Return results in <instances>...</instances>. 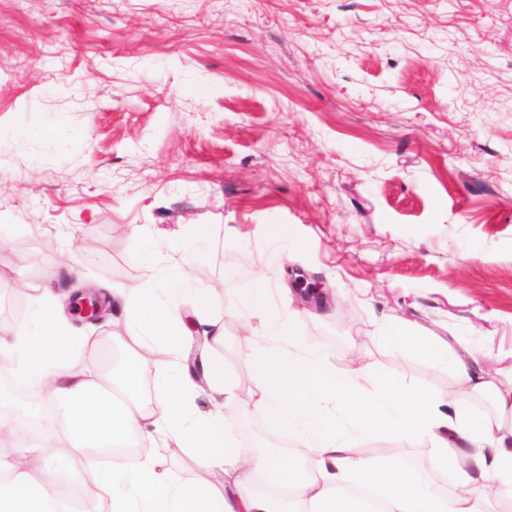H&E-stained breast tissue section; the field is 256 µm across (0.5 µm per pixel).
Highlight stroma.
<instances>
[{"mask_svg": "<svg viewBox=\"0 0 512 512\" xmlns=\"http://www.w3.org/2000/svg\"><path fill=\"white\" fill-rule=\"evenodd\" d=\"M176 238L193 287L222 285L212 355L237 391L256 386L261 322L238 314L259 279L283 292L266 319L337 374L446 395L448 367L379 342L399 318L502 383L512 0H0V281L162 286ZM301 275L326 307L301 306ZM223 413L249 452L288 437ZM356 445L429 464L425 441Z\"/></svg>", "mask_w": 512, "mask_h": 512, "instance_id": "stroma-1", "label": "stroma"}]
</instances>
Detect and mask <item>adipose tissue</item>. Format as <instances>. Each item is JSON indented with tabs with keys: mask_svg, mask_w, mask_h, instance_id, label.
<instances>
[{
	"mask_svg": "<svg viewBox=\"0 0 512 512\" xmlns=\"http://www.w3.org/2000/svg\"><path fill=\"white\" fill-rule=\"evenodd\" d=\"M190 254L189 242H171L165 256L171 287L100 291L124 317L117 341L144 365L153 354L165 356L152 406L139 401L129 374L99 370V344L71 324L52 288L54 269L27 282V320L0 322V374L18 377L38 396L35 412L47 428L28 438L14 411L16 396L0 387V429L10 430L13 447L37 461L24 471L0 455V512H72L65 489L82 463L92 466L100 512H365L348 493L354 486L381 490L385 512H492L496 502L512 498V380L503 386L486 381L464 358L411 335L401 320L386 326L384 342L451 365L452 397L416 391L395 376L373 381L358 370L340 377L318 349L272 324L254 340L248 375L257 387L236 398L210 355L224 340L223 324L210 317L218 291L190 288ZM204 391L216 405L236 398L270 418L292 434L293 451L283 457L236 448L220 411L198 413L195 400ZM484 392L494 397L495 420H481L471 407L472 397ZM134 430L162 435L207 472L223 473V485L178 481L154 453L131 468L96 462L97 452L123 445ZM378 433L412 446L428 440L429 468L406 460L383 468L358 454L356 438ZM450 467L462 487L452 496L432 478Z\"/></svg>",
	"mask_w": 512,
	"mask_h": 512,
	"instance_id": "1",
	"label": "adipose tissue"
}]
</instances>
